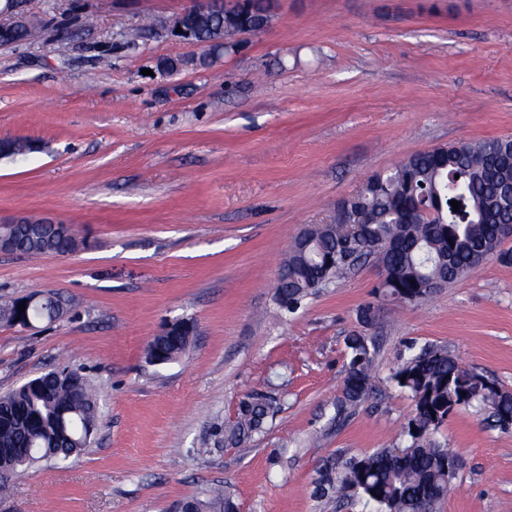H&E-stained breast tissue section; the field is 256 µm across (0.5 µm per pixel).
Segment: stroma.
I'll use <instances>...</instances> for the list:
<instances>
[{"instance_id":"obj_1","label":"stroma","mask_w":512,"mask_h":512,"mask_svg":"<svg viewBox=\"0 0 512 512\" xmlns=\"http://www.w3.org/2000/svg\"><path fill=\"white\" fill-rule=\"evenodd\" d=\"M188 4L23 0L42 27L0 46V137L39 145L0 161V221L54 218L88 241L0 255V296L64 303L52 322L0 323V395L67 367L94 382L100 413L79 457L25 469L0 512H176L215 485L237 512H375L315 483L325 463L408 445L414 401L393 379L407 358L442 347L512 393V264L419 306L386 300L373 263L290 310L274 290L296 235L368 176L512 136V0H275L266 30L204 67L170 31ZM179 320L194 325L185 352L149 363ZM354 334L373 379L340 416ZM254 392L277 398L265 433L225 441ZM430 439L460 459L435 512H512V431L476 404Z\"/></svg>"}]
</instances>
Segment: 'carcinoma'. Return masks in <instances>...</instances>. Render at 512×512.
<instances>
[{
    "label": "carcinoma",
    "mask_w": 512,
    "mask_h": 512,
    "mask_svg": "<svg viewBox=\"0 0 512 512\" xmlns=\"http://www.w3.org/2000/svg\"><path fill=\"white\" fill-rule=\"evenodd\" d=\"M263 0H227L224 19L217 17L192 29L207 42L222 35L232 43L247 29L258 30L270 19ZM512 185V137L459 142L414 154L384 176L372 175L361 191L340 201L347 223L314 224L291 246L276 282L278 304L292 308L315 289L341 277L347 260L374 258L388 273L380 285L392 300L420 304L438 288L453 283L502 250L501 226L512 225V200L504 191ZM460 202L453 211L450 201ZM17 249L28 256L64 255L79 241L67 224L46 225L38 235L14 229ZM22 297L0 298V323L21 316ZM59 299L41 298L30 309L36 321L58 314ZM364 337L350 336L351 358L345 370L337 415L356 406L369 393L372 356ZM190 342L188 336H156L146 347L151 358L161 351L173 360ZM62 380L50 371L0 396V491L9 487L19 469L39 461L61 462L80 454L96 429L97 399L91 380L67 368ZM393 379L408 390L415 403L408 432L409 445L384 448L349 464L333 476L322 474L321 496L342 497L349 490L375 503L382 512H433L451 490L446 459L452 452L424 443L455 411L482 404L500 418L507 430L512 419V395L492 382L465 386L455 358L443 348H431L408 358ZM270 406L259 395L239 404L227 439L244 443L265 432ZM196 512H234L230 497L219 487L208 499H192Z\"/></svg>",
    "instance_id": "obj_1"
}]
</instances>
